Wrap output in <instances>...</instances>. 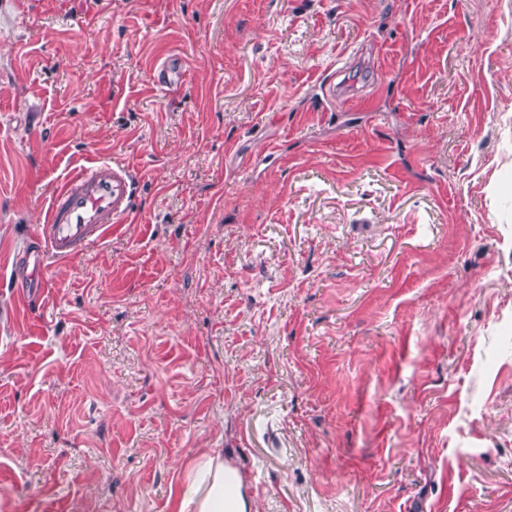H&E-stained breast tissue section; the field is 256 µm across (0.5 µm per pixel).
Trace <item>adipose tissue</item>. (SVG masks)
<instances>
[{"mask_svg":"<svg viewBox=\"0 0 512 512\" xmlns=\"http://www.w3.org/2000/svg\"><path fill=\"white\" fill-rule=\"evenodd\" d=\"M177 512H257L246 496L237 472L221 455L204 456L194 476L180 490Z\"/></svg>","mask_w":512,"mask_h":512,"instance_id":"obj_1","label":"adipose tissue"}]
</instances>
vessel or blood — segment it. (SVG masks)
<instances>
[{"instance_id": "vessel-or-blood-1", "label": "vessel or blood", "mask_w": 512, "mask_h": 512, "mask_svg": "<svg viewBox=\"0 0 512 512\" xmlns=\"http://www.w3.org/2000/svg\"><path fill=\"white\" fill-rule=\"evenodd\" d=\"M137 178L125 166L91 161L66 177L54 191L45 221L36 225L32 244L17 256L9 283L22 308L42 305L47 296V269L104 240L125 217L136 193Z\"/></svg>"}]
</instances>
